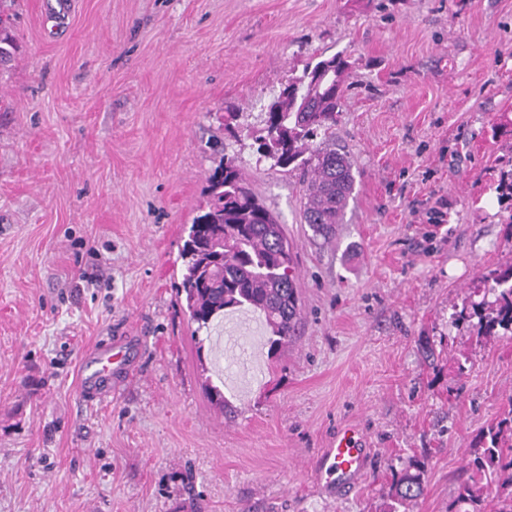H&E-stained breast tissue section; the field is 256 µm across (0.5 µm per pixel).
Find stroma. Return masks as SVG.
Wrapping results in <instances>:
<instances>
[{
	"label": "stroma",
	"mask_w": 512,
	"mask_h": 512,
	"mask_svg": "<svg viewBox=\"0 0 512 512\" xmlns=\"http://www.w3.org/2000/svg\"><path fill=\"white\" fill-rule=\"evenodd\" d=\"M61 2L4 5L0 512H388L416 460L406 512H446L512 398V339L450 319L512 264V0ZM322 52L353 64L335 132L356 183L329 243L252 136ZM226 155L296 259L302 318L273 354L267 326L219 351L178 292ZM111 335L133 376L82 402L81 354ZM346 426L369 461L336 495L318 462ZM412 470L406 469L400 475L395 474L393 477L392 496L400 506L416 501L424 492L426 483L424 466L416 464L412 466Z\"/></svg>",
	"instance_id": "obj_1"
}]
</instances>
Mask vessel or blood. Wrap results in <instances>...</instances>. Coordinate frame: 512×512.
<instances>
[{
	"instance_id": "vessel-or-blood-1",
	"label": "vessel or blood",
	"mask_w": 512,
	"mask_h": 512,
	"mask_svg": "<svg viewBox=\"0 0 512 512\" xmlns=\"http://www.w3.org/2000/svg\"><path fill=\"white\" fill-rule=\"evenodd\" d=\"M131 374L133 366L120 341L104 338L81 357L78 394L86 402H100L111 395L107 381L113 373ZM366 451L354 428L336 436L335 447L323 454L320 473L327 488L340 491L353 487L366 469Z\"/></svg>"
}]
</instances>
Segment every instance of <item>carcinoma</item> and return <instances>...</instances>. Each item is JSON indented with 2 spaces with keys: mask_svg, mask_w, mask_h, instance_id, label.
Masks as SVG:
<instances>
[{
  "mask_svg": "<svg viewBox=\"0 0 512 512\" xmlns=\"http://www.w3.org/2000/svg\"><path fill=\"white\" fill-rule=\"evenodd\" d=\"M352 63L338 52L309 65L282 84L260 116L257 153L275 167L299 173L304 223L323 239L336 235L355 187L353 161L336 148L333 128ZM209 201L191 224L182 247L181 291L192 322L206 328L211 318L248 304L264 314L273 330L271 351L292 340L301 317L296 268L282 227L258 198L237 158L224 157L209 178ZM481 300L467 297L453 323H475L486 339L512 338V265L483 275ZM512 397L499 420L482 432L465 466L448 512H485L493 486L512 487ZM424 466L393 477L394 501L417 500L426 483Z\"/></svg>",
  "mask_w": 512,
  "mask_h": 512,
  "instance_id": "cac0c4a2",
  "label": "carcinoma"
}]
</instances>
